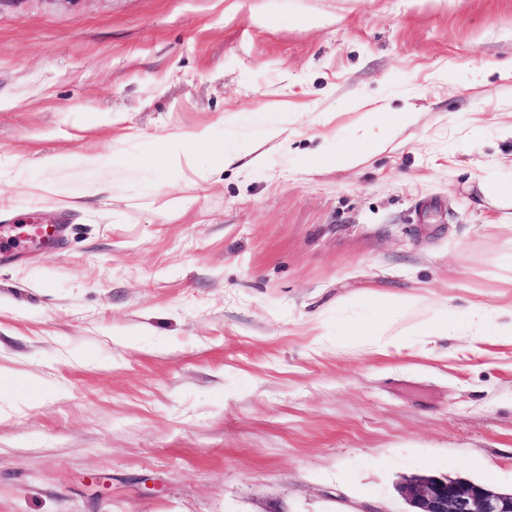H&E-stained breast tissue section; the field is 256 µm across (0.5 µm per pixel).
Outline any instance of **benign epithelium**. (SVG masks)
<instances>
[{
	"label": "benign epithelium",
	"mask_w": 512,
	"mask_h": 512,
	"mask_svg": "<svg viewBox=\"0 0 512 512\" xmlns=\"http://www.w3.org/2000/svg\"><path fill=\"white\" fill-rule=\"evenodd\" d=\"M400 491L413 512H512V493L446 474L409 479Z\"/></svg>",
	"instance_id": "7a95c632"
}]
</instances>
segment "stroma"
Returning <instances> with one entry per match:
<instances>
[{
  "label": "stroma",
  "instance_id": "stroma-1",
  "mask_svg": "<svg viewBox=\"0 0 512 512\" xmlns=\"http://www.w3.org/2000/svg\"><path fill=\"white\" fill-rule=\"evenodd\" d=\"M201 128L241 162L141 164ZM87 148L122 156L109 192L73 165L42 200L4 178ZM487 181L512 187V0H0V229L67 227L0 254V512H407L397 484L440 473L512 492ZM390 295L447 338L364 346Z\"/></svg>",
  "mask_w": 512,
  "mask_h": 512
}]
</instances>
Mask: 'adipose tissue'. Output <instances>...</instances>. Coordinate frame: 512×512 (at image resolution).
<instances>
[{
    "label": "adipose tissue",
    "instance_id": "1",
    "mask_svg": "<svg viewBox=\"0 0 512 512\" xmlns=\"http://www.w3.org/2000/svg\"><path fill=\"white\" fill-rule=\"evenodd\" d=\"M238 158L239 153L235 148L223 143H213L209 130L198 129L168 131L152 136L140 161L164 176L184 166L194 172L202 166L210 171H219ZM120 161L118 154L88 150L69 155H47L35 162L21 154L16 156L14 166L16 171L22 172L31 164H38L45 177L37 183L36 188L41 195L46 196L54 192L51 180L53 173L66 164L73 163L103 176ZM377 314L383 319L382 325L364 328L361 334L368 344L379 349L404 343L411 334L421 337L425 343L433 344L448 331L447 323L423 315L419 301L410 296L394 295L380 300ZM402 315L415 317L412 330L401 327L398 318Z\"/></svg>",
    "mask_w": 512,
    "mask_h": 512
}]
</instances>
